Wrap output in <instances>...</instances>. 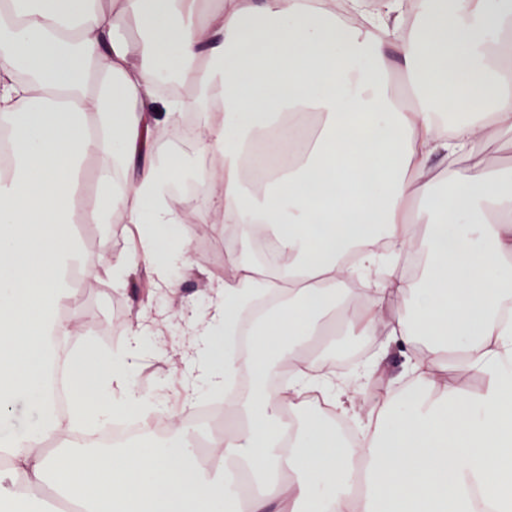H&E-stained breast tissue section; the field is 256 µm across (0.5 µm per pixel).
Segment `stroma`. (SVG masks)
<instances>
[{
    "label": "stroma",
    "instance_id": "1",
    "mask_svg": "<svg viewBox=\"0 0 512 512\" xmlns=\"http://www.w3.org/2000/svg\"><path fill=\"white\" fill-rule=\"evenodd\" d=\"M185 206L195 218L194 223L184 227L191 266L175 271L179 283L176 293L159 289L152 267L146 262L140 263L121 287L113 286L105 278L72 280L68 302L80 311L73 330L75 338L96 335L104 343L118 347L125 341L124 329L135 323L141 307L169 314L181 307L202 311L209 306L210 282L224 278L232 269L231 262L224 258V227L203 223L202 217L211 207L207 197L194 196ZM134 231L130 224L77 225L74 235L82 271L89 273L95 269L104 251L115 255L126 251ZM183 341L181 326L175 322L168 324L157 344L144 353L134 377L135 389L153 396L157 414L171 422L180 420L183 415L177 377V352ZM360 342V337L335 330L319 341L311 353L336 379L343 380L350 369L339 357ZM363 357L370 370L365 384L352 391L355 406L368 408L387 392L411 387L413 372L409 359L397 348L385 345L383 337H374L372 347L364 351Z\"/></svg>",
    "mask_w": 512,
    "mask_h": 512
}]
</instances>
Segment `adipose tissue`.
I'll list each match as a JSON object with an SVG mask.
<instances>
[{
    "label": "adipose tissue",
    "mask_w": 512,
    "mask_h": 512,
    "mask_svg": "<svg viewBox=\"0 0 512 512\" xmlns=\"http://www.w3.org/2000/svg\"><path fill=\"white\" fill-rule=\"evenodd\" d=\"M410 26L403 0H378L363 25L336 21V0H0V116L9 118L10 163L0 166V425L12 468L0 478V512H31L45 481L90 512H473L479 488L512 512V179L484 160V134H512V0H418ZM135 27L141 41L125 37ZM404 63L413 98L390 86L389 53ZM208 114L197 134L210 166L157 158L158 134L185 111ZM461 115L448 124L446 114ZM98 163L96 204L78 195L85 163ZM191 177L227 224L233 279L212 286L206 312L181 314L183 409L241 370L247 395L226 406L243 426L212 438L218 473L188 437L162 448L143 439L109 453L40 442L73 426L141 416L154 400L133 385L162 320L138 313L125 344L86 343L69 357L78 386L68 415L43 390L49 340L70 324L60 313L76 262L72 227L131 224L133 247L104 255L93 274L123 285L141 258L158 282L188 266L184 226L171 200ZM261 185L247 194L245 181ZM447 192H437L439 183ZM426 233H419V225ZM266 236L281 260L277 281L254 273ZM377 270L373 294L353 304L351 275ZM402 312L387 317L385 303ZM358 335H386L408 356L417 395H387L343 441L350 381L306 355L328 315ZM426 351L414 347L417 336ZM485 377L461 396L441 365ZM286 385L269 391L282 359ZM328 393L334 421L295 429L282 408ZM37 407L34 430L10 429L19 400ZM255 483L288 473L276 499L238 498L239 465Z\"/></svg>",
    "instance_id": "obj_1"
}]
</instances>
